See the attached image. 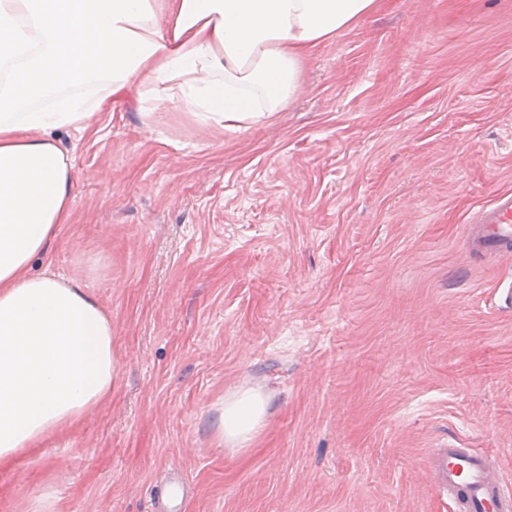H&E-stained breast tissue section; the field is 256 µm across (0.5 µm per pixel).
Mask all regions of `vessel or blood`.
Wrapping results in <instances>:
<instances>
[{
    "label": "vessel or blood",
    "mask_w": 512,
    "mask_h": 512,
    "mask_svg": "<svg viewBox=\"0 0 512 512\" xmlns=\"http://www.w3.org/2000/svg\"><path fill=\"white\" fill-rule=\"evenodd\" d=\"M466 245L479 255L512 253L511 193L497 195L472 214ZM487 303L497 311L512 310V276L499 280ZM426 463L438 492L458 502L463 512H512V487L482 450L448 442L429 449Z\"/></svg>",
    "instance_id": "b4317fda"
}]
</instances>
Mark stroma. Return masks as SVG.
Returning a JSON list of instances; mask_svg holds the SVG:
<instances>
[{"instance_id": "stroma-1", "label": "stroma", "mask_w": 512, "mask_h": 512, "mask_svg": "<svg viewBox=\"0 0 512 512\" xmlns=\"http://www.w3.org/2000/svg\"><path fill=\"white\" fill-rule=\"evenodd\" d=\"M49 269L106 308L112 398L0 467V512H459L428 448L512 484V253L465 246L512 193V0H380L306 58L287 111L222 128L150 95L61 131ZM271 398L245 451L212 409ZM485 304L497 311L512 310V276L499 280L497 287L486 298Z\"/></svg>"}]
</instances>
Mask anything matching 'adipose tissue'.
Segmentation results:
<instances>
[{"label": "adipose tissue", "mask_w": 512, "mask_h": 512, "mask_svg": "<svg viewBox=\"0 0 512 512\" xmlns=\"http://www.w3.org/2000/svg\"><path fill=\"white\" fill-rule=\"evenodd\" d=\"M376 0H0V464L80 421L119 378L112 320L75 280L37 273L70 219L72 164L57 131L83 130L79 88L138 84L224 127L282 111L304 58ZM270 406L242 387L214 407L219 443L251 448Z\"/></svg>", "instance_id": "ef3b65f1"}]
</instances>
